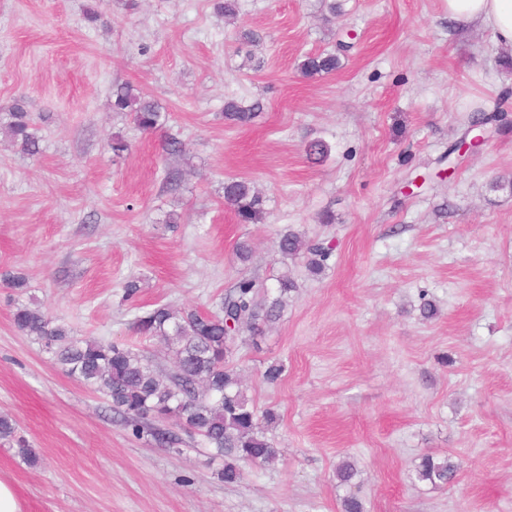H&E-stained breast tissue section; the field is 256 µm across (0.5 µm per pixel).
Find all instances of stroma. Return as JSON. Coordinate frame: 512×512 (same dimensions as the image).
Here are the masks:
<instances>
[{
    "label": "stroma",
    "instance_id": "obj_1",
    "mask_svg": "<svg viewBox=\"0 0 512 512\" xmlns=\"http://www.w3.org/2000/svg\"><path fill=\"white\" fill-rule=\"evenodd\" d=\"M343 4L332 20L322 0H238L231 26L214 0H0V273L27 280L0 288V413L42 459L0 445L22 512H340L351 492L367 512H512V187L494 185L512 177V99L499 100L512 54L450 20L445 0ZM348 33L342 68L302 76L303 55ZM125 82L161 103V128L113 111ZM230 98L264 110L231 125ZM19 101L34 156L3 131ZM499 107L479 152L442 163L471 113ZM115 135L130 146L119 157ZM169 137L182 153L163 152ZM317 140L319 161L306 155ZM232 177L262 193L263 220L225 210ZM290 231L331 248L321 274L281 256ZM283 274L296 288L280 320L242 332L232 359L256 409L277 413L281 456L235 484L200 436L136 437L11 322L38 306L168 372L157 341L134 334L138 317L157 303L215 312L238 279L273 293ZM273 363L284 372L269 384ZM426 452L459 461L448 487L416 480Z\"/></svg>",
    "mask_w": 512,
    "mask_h": 512
}]
</instances>
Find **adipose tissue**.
Listing matches in <instances>:
<instances>
[{"mask_svg":"<svg viewBox=\"0 0 512 512\" xmlns=\"http://www.w3.org/2000/svg\"><path fill=\"white\" fill-rule=\"evenodd\" d=\"M448 17L459 24L490 29L496 41L512 49V0H446Z\"/></svg>","mask_w":512,"mask_h":512,"instance_id":"1","label":"adipose tissue"}]
</instances>
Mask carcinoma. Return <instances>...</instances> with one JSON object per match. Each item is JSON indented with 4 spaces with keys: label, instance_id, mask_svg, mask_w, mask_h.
Returning a JSON list of instances; mask_svg holds the SVG:
<instances>
[{
    "label": "carcinoma",
    "instance_id": "cac0c4a2",
    "mask_svg": "<svg viewBox=\"0 0 512 512\" xmlns=\"http://www.w3.org/2000/svg\"><path fill=\"white\" fill-rule=\"evenodd\" d=\"M339 67L336 51L309 53L300 63V72L314 77L331 74ZM112 110L130 113L144 132L162 125L160 103L129 83L112 89ZM262 110L258 100L247 106L234 99L224 102V118L238 125L251 123ZM7 131L24 152H40L33 118L19 103L10 113ZM262 205L261 196L249 181L224 182V207L240 220L260 219ZM278 248L285 256L306 257L313 270L320 269L330 257L329 249L306 241L294 231L280 238ZM293 288L294 283L283 276L277 295L272 297L263 282L245 277L237 281L217 312L176 311L167 304L155 305L134 322L133 330L142 338L158 339L171 353L174 369L166 375L123 343L74 337L39 307L17 306L12 324L20 335L44 344L54 363L68 374L103 392L110 400L112 413L130 422L136 434L146 432L154 440L174 447L181 443L178 434L153 427L156 421L172 418L179 429L202 436L212 455L224 458L221 477L233 484L243 479L242 464L265 465L279 455L265 432L275 421V412L268 409L257 415L240 389L237 371L229 364L235 341L243 328L258 335L263 327L279 320ZM16 432V420L0 415V440L10 442ZM458 468L452 456L427 452L416 466L415 479L445 487Z\"/></svg>",
    "mask_w": 512,
    "mask_h": 512
}]
</instances>
